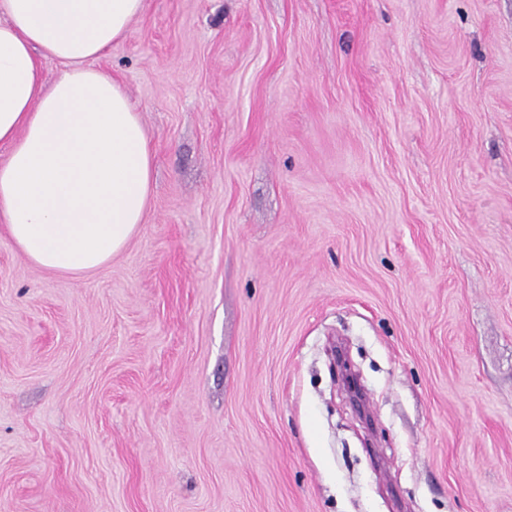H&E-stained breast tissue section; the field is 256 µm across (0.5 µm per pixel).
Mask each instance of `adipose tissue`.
Returning <instances> with one entry per match:
<instances>
[{
  "instance_id": "1",
  "label": "adipose tissue",
  "mask_w": 512,
  "mask_h": 512,
  "mask_svg": "<svg viewBox=\"0 0 512 512\" xmlns=\"http://www.w3.org/2000/svg\"><path fill=\"white\" fill-rule=\"evenodd\" d=\"M143 0H0V223L29 262L95 271L143 224L153 156L120 84L94 69ZM65 69L45 83L41 61Z\"/></svg>"
}]
</instances>
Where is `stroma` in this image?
I'll use <instances>...</instances> for the list:
<instances>
[{
    "label": "stroma",
    "mask_w": 512,
    "mask_h": 512,
    "mask_svg": "<svg viewBox=\"0 0 512 512\" xmlns=\"http://www.w3.org/2000/svg\"><path fill=\"white\" fill-rule=\"evenodd\" d=\"M93 66L155 182L91 273L0 224V512H512V0H144ZM334 367H337L339 369L341 378L344 380V385L347 389V392L350 395L351 402L355 409L362 414L363 416H366V407L364 404V395L362 391V387L359 386L353 379H351L348 374L346 373L344 366L341 364L340 360L336 359V356L334 354V357L332 358V362Z\"/></svg>",
    "instance_id": "stroma-1"
}]
</instances>
